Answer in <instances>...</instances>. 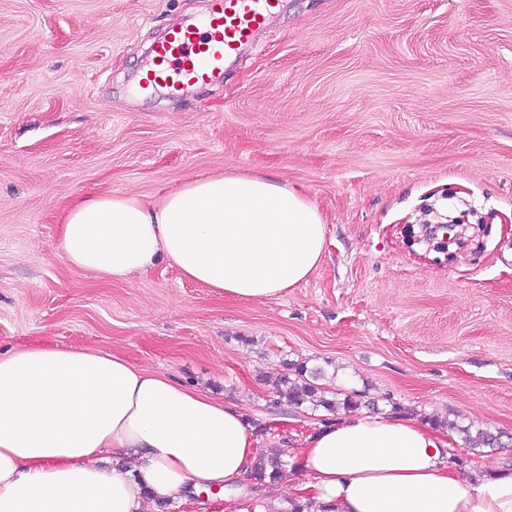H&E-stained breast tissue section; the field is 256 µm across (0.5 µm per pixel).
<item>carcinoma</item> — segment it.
Listing matches in <instances>:
<instances>
[{
  "mask_svg": "<svg viewBox=\"0 0 512 512\" xmlns=\"http://www.w3.org/2000/svg\"><path fill=\"white\" fill-rule=\"evenodd\" d=\"M326 372L322 367L310 368L303 362L286 363V372L280 374L277 392L287 396L288 404L297 408L309 402L314 407H321L326 411H334L341 407L347 412H354L362 404L364 394H347L344 399L336 398L337 392L322 387L318 381L324 379ZM433 425L446 427L445 421L435 419ZM462 435L465 446L472 451L489 448L496 451L505 447L502 441L503 433L487 428L472 429L470 426H461L456 423L450 425ZM288 450L280 449L277 452L258 457L251 467V476L261 482L265 479L276 481L280 479L289 466Z\"/></svg>",
  "mask_w": 512,
  "mask_h": 512,
  "instance_id": "obj_1",
  "label": "carcinoma"
}]
</instances>
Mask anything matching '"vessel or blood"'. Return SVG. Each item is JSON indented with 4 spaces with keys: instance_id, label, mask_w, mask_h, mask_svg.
Listing matches in <instances>:
<instances>
[{
    "instance_id": "b4317fda",
    "label": "vessel or blood",
    "mask_w": 512,
    "mask_h": 512,
    "mask_svg": "<svg viewBox=\"0 0 512 512\" xmlns=\"http://www.w3.org/2000/svg\"><path fill=\"white\" fill-rule=\"evenodd\" d=\"M280 6L281 0H212L202 23L172 28L153 44L151 65L139 76L140 88L179 92L214 82L226 62L252 46Z\"/></svg>"
}]
</instances>
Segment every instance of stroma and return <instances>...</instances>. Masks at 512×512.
Segmentation results:
<instances>
[{"instance_id":"stroma-1","label":"stroma","mask_w":512,"mask_h":512,"mask_svg":"<svg viewBox=\"0 0 512 512\" xmlns=\"http://www.w3.org/2000/svg\"><path fill=\"white\" fill-rule=\"evenodd\" d=\"M209 0H0V352L96 349L242 406L260 452L344 417L325 385L512 433V0H282L212 85L141 90L148 49ZM224 171L303 191L323 262L278 297L220 299L160 263L115 282L66 263L88 194L160 196ZM469 211L454 255L414 243ZM286 370L288 372L280 374L276 386L278 393L287 396L289 405L299 408L309 402L315 408L321 407L331 412L342 406L345 411L351 413L358 410L362 403H367L365 406L374 409V401L362 402L364 393L346 394L342 401L337 397L328 398L327 394L337 396L342 393L326 389L317 383L326 376L322 367L308 368L304 362H289L286 363Z\"/></svg>"}]
</instances>
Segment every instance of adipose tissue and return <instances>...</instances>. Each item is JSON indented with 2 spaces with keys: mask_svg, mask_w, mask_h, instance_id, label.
<instances>
[{
  "mask_svg": "<svg viewBox=\"0 0 512 512\" xmlns=\"http://www.w3.org/2000/svg\"><path fill=\"white\" fill-rule=\"evenodd\" d=\"M73 267L123 281L157 262L219 297L263 299L321 264L326 222L302 193L261 175L190 180L153 199L80 197L60 221ZM419 423L362 414L308 437L297 498L334 512H512V472L471 480ZM258 442L237 404L218 401L99 350L0 353V512H144L187 487L232 492Z\"/></svg>",
  "mask_w": 512,
  "mask_h": 512,
  "instance_id": "ef3b65f1",
  "label": "adipose tissue"
}]
</instances>
